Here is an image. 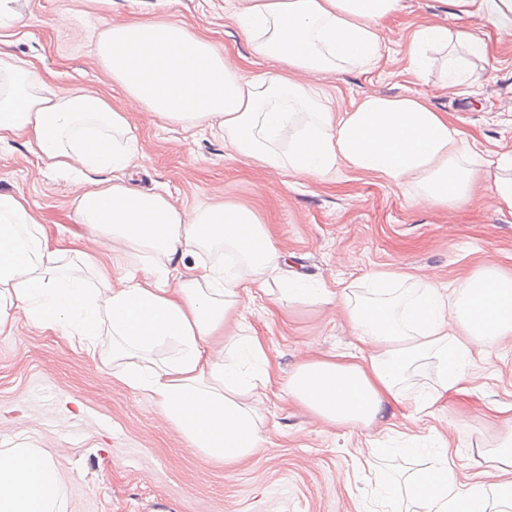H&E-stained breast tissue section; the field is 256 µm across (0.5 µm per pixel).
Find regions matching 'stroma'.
Listing matches in <instances>:
<instances>
[{
	"mask_svg": "<svg viewBox=\"0 0 512 512\" xmlns=\"http://www.w3.org/2000/svg\"><path fill=\"white\" fill-rule=\"evenodd\" d=\"M246 0H29L0 50L39 67L57 88L80 86L108 95L127 112L137 160L135 187L158 192L177 208L224 201L251 209L288 257L284 274L301 273L314 288L366 295L374 272L436 278L457 287L491 264L512 272V213L498 211L487 189L466 205L424 209L410 193L380 178L340 168L329 178H296L232 156L223 138L130 108L92 52L103 23L177 20L207 38L245 78L286 74L281 63L251 54L239 14ZM68 25H60V15ZM435 22L449 30L479 29L487 44L474 60L469 86L441 88L439 67L408 70L409 33ZM377 64L367 71L316 72L307 82L327 110L342 114L368 94H413L474 140L482 158L512 154V31L485 26L446 0H401L387 22ZM0 192L22 193L52 233L77 230L70 178L48 170L23 138L0 142ZM245 324L224 339V357L239 342L262 339L270 357L291 370L304 355L351 351L360 344L333 306L305 300L271 307L243 297ZM440 384L434 362L410 368L394 416L368 428L331 426L289 401L279 384L245 397L262 442L241 462L224 466L197 449L147 396L116 376L109 355L90 357L19 321L0 334V442L28 440L46 449L64 481V512H380L382 489L417 475L439 454L455 464L460 483L474 481L473 461L499 446L512 426V340L474 353L467 395L417 412L416 395Z\"/></svg>",
	"mask_w": 512,
	"mask_h": 512,
	"instance_id": "35a3bbf8",
	"label": "stroma"
}]
</instances>
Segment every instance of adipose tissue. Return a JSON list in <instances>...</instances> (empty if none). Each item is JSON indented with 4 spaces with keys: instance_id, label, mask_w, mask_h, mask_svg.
Segmentation results:
<instances>
[{
    "instance_id": "adipose-tissue-1",
    "label": "adipose tissue",
    "mask_w": 512,
    "mask_h": 512,
    "mask_svg": "<svg viewBox=\"0 0 512 512\" xmlns=\"http://www.w3.org/2000/svg\"><path fill=\"white\" fill-rule=\"evenodd\" d=\"M400 0H247L240 15L252 55L288 68L277 78L245 79L205 39L177 21L104 24L95 51L129 101L184 126L218 121L235 156L292 177L322 179L339 166L412 191L423 208L469 202L479 155L445 113L405 94H369L340 118L326 112L311 72L374 66L383 24ZM443 82L470 81V59L485 44L475 33L417 25L410 67L422 72L430 52ZM24 135L49 169L72 175L77 240L52 238L22 193H0V333L26 320L95 355L109 343L119 379L149 397L188 441L230 464L258 448L260 426L240 396L280 381L289 399L331 425L369 427L387 418L407 370L433 360L441 384L433 407L457 390L475 349L512 335V275L476 270L457 290L426 278L368 276L370 297L307 288L282 278L286 256L256 214L234 204L177 209L159 193L131 186L136 134L108 96L80 87L53 90L33 62L0 53V140ZM139 259L142 276L115 275L96 250L100 239ZM229 248L238 262L206 261ZM277 304L308 295L341 309L368 353L308 356L280 375L264 341L253 336L239 361L216 357L241 291ZM172 345V357L154 360ZM480 481L460 484L438 456L406 494L420 512H488L485 477L512 491V433L482 453ZM0 512H63V479L48 451L22 441L0 447Z\"/></svg>"
}]
</instances>
